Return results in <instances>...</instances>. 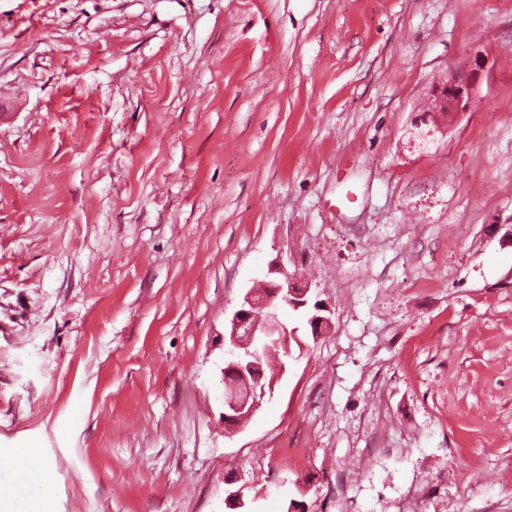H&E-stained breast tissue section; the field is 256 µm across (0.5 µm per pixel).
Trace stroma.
Listing matches in <instances>:
<instances>
[{
    "mask_svg": "<svg viewBox=\"0 0 512 512\" xmlns=\"http://www.w3.org/2000/svg\"><path fill=\"white\" fill-rule=\"evenodd\" d=\"M274 261L333 329L281 310L228 431L224 328ZM15 448L54 512H512V0H0ZM484 68V58L476 55L473 59L468 58L461 67L451 69L448 77L433 87L431 107L427 112H435L432 119L437 128L452 127L470 110L477 100ZM24 465H32L35 469L34 474L40 481L48 478V471L43 466V462L36 456L32 455L27 448H15L7 458L8 469H12L20 463Z\"/></svg>",
    "mask_w": 512,
    "mask_h": 512,
    "instance_id": "stroma-1",
    "label": "stroma"
}]
</instances>
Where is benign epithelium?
Here are the masks:
<instances>
[{
    "label": "benign epithelium",
    "mask_w": 512,
    "mask_h": 512,
    "mask_svg": "<svg viewBox=\"0 0 512 512\" xmlns=\"http://www.w3.org/2000/svg\"><path fill=\"white\" fill-rule=\"evenodd\" d=\"M485 60L477 55L453 68L448 77L431 92L432 119L445 129L458 122L476 102ZM268 281L260 292L250 290L243 296L224 334L223 412L224 426L237 429L258 409L266 391L274 383L262 384L264 368L259 352L267 355H291L290 341L297 340V329H288L279 319L278 306L295 311L309 304V289L302 287L286 268L269 265ZM314 313L307 319L310 336L316 339L332 328L331 318L322 314L320 302L312 304Z\"/></svg>",
    "instance_id": "benign-epithelium-1"
}]
</instances>
